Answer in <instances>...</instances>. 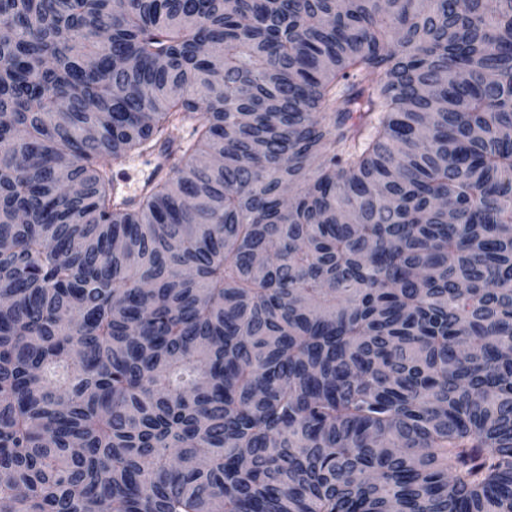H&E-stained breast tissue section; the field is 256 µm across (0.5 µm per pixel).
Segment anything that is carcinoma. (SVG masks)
Instances as JSON below:
<instances>
[{
  "label": "carcinoma",
  "mask_w": 512,
  "mask_h": 512,
  "mask_svg": "<svg viewBox=\"0 0 512 512\" xmlns=\"http://www.w3.org/2000/svg\"><path fill=\"white\" fill-rule=\"evenodd\" d=\"M0 26V512H512V0ZM134 159L133 163H127L112 171V179L117 191L133 190L137 185L142 184L160 163L157 148L149 149Z\"/></svg>",
  "instance_id": "1"
}]
</instances>
